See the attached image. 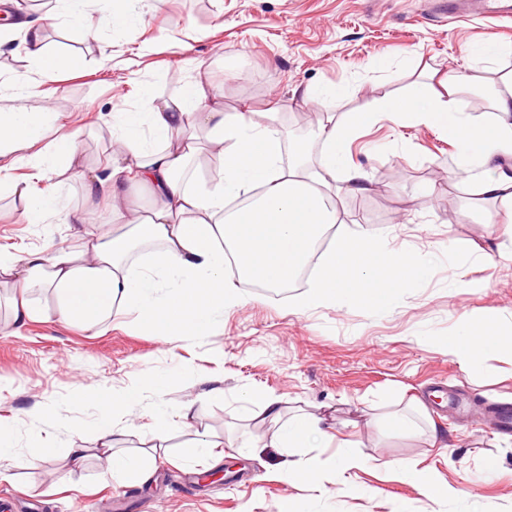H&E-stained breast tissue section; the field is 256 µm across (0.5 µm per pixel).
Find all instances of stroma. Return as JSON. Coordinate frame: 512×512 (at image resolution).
I'll use <instances>...</instances> for the list:
<instances>
[{"instance_id": "obj_1", "label": "stroma", "mask_w": 512, "mask_h": 512, "mask_svg": "<svg viewBox=\"0 0 512 512\" xmlns=\"http://www.w3.org/2000/svg\"><path fill=\"white\" fill-rule=\"evenodd\" d=\"M439 3L132 0L134 20L118 29L98 27L90 9L85 27L62 18L45 27L47 51L82 64L37 76L33 91L66 114L83 164L97 167L111 153L113 114L145 109V86L165 97L178 94L197 78L201 62L224 86L225 111L262 109L280 97V122L297 136L316 130L301 121L316 104L292 96L301 85L346 89L345 97L324 106L341 118L430 72L474 71L493 84L512 80V22H451ZM89 25L97 26L96 37L86 35ZM488 37L501 53L482 68L468 48ZM456 156L438 131L387 122L365 126L351 144V162L371 170L376 182L369 193L343 199L345 225L441 258L386 317L355 306L293 313L289 304L306 283L276 296L244 279L237 283L243 304L194 335H155L133 313L90 331L54 319L15 329L9 309L0 310V427L11 447L0 458V512H277L286 496L305 512H512V432H502L497 419L499 408L512 404V355L491 356L466 372L441 342L463 315L494 311L512 320V267L464 259L470 252L496 253L495 220L503 205L472 199V187L449 184ZM39 165L38 177L27 163L0 174V245L19 256L49 238L62 246L78 242L76 225L22 218L20 188L86 205L73 174H59L48 156ZM424 185L432 195H421ZM452 262L461 265L468 287H450ZM133 379L140 392L124 415V447L152 446L157 404L174 420L165 453L149 459L150 477L138 485L113 479L97 457L76 467L63 455L71 446L98 445L103 413L87 391L108 397ZM435 386L443 402L427 411L447 433V447L431 446L423 434L379 433L376 421L385 411L426 399ZM214 388L223 390V399L210 398ZM253 390L281 398L288 412L327 416L337 437L357 442L364 469L324 493L310 477L287 481L277 449L253 454L242 446L274 431L272 424L246 419L243 398ZM188 401L195 417L185 426L177 414ZM203 438L217 449L181 463L180 448ZM46 440L56 454L32 462ZM490 459L498 464L491 472L485 469ZM400 463L431 470L457 488V498L431 503L393 473Z\"/></svg>"}]
</instances>
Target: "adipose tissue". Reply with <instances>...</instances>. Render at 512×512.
<instances>
[{
	"label": "adipose tissue",
	"mask_w": 512,
	"mask_h": 512,
	"mask_svg": "<svg viewBox=\"0 0 512 512\" xmlns=\"http://www.w3.org/2000/svg\"><path fill=\"white\" fill-rule=\"evenodd\" d=\"M57 2L59 16L75 24L84 23L92 3L100 25L119 28L132 20L125 0ZM24 29L41 75L76 67V60L47 52L40 20L27 21ZM30 82L29 75L14 76L12 103L0 107V170L30 160L46 131L64 124L62 113L30 105ZM477 87L474 75L451 71L439 86L421 83L409 96L373 100L340 122L326 117L317 130L314 159L286 136L278 109L226 112L221 89L207 77L168 98L143 88L146 111L113 117L112 155L105 167L79 166L72 136L54 140L56 158L76 170L86 200L109 205L113 221L95 225L87 210L26 197L28 222L57 212L62 223L82 225L83 231L75 247L49 241L21 257L0 248V289L9 294L12 325L55 318L94 328L134 311L157 335H187L241 302L237 280L282 288L314 255L319 269L295 300L296 311L348 304L375 317L390 314L397 295L426 280L439 257L431 252L419 259L391 247L386 236L339 230L337 200L365 193L375 182L368 169L349 161L350 145L364 125L381 121L440 131L458 149L450 180L475 185L482 200L502 202L497 221L512 237V87L492 90L489 123L461 105ZM203 154L216 167L213 180L184 178L187 164ZM142 191L152 198L148 209H129L130 197ZM241 198L246 206H238ZM142 248L145 259L133 263L132 254ZM443 343L470 371L490 354L511 353L512 331L495 315L465 316ZM245 402L249 419L275 424L269 447L336 445L329 464L316 456L283 461L287 479L321 474L328 465L341 478L363 466L355 445L336 443L320 415L287 413L278 397L265 392L249 393ZM124 435L117 427L100 432L102 458L114 477L143 481L147 472L140 457L115 444Z\"/></svg>",
	"instance_id": "obj_1"
}]
</instances>
